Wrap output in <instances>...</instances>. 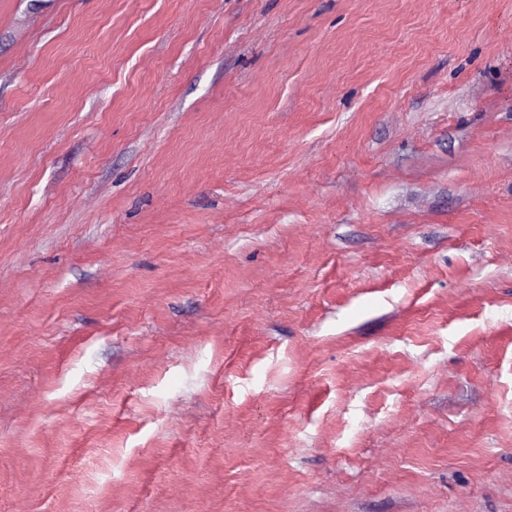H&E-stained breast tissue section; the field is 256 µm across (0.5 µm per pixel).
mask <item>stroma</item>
I'll return each mask as SVG.
<instances>
[{
	"mask_svg": "<svg viewBox=\"0 0 512 512\" xmlns=\"http://www.w3.org/2000/svg\"><path fill=\"white\" fill-rule=\"evenodd\" d=\"M0 512H512V0H0Z\"/></svg>",
	"mask_w": 512,
	"mask_h": 512,
	"instance_id": "obj_1",
	"label": "stroma"
}]
</instances>
